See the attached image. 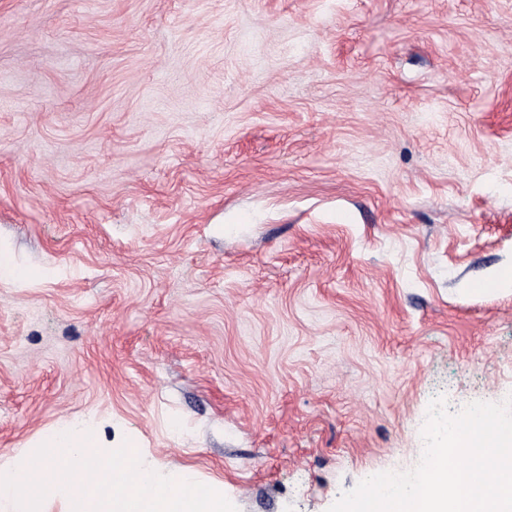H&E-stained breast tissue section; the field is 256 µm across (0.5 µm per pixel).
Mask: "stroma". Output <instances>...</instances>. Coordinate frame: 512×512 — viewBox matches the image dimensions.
I'll return each mask as SVG.
<instances>
[{"instance_id":"1","label":"stroma","mask_w":512,"mask_h":512,"mask_svg":"<svg viewBox=\"0 0 512 512\" xmlns=\"http://www.w3.org/2000/svg\"><path fill=\"white\" fill-rule=\"evenodd\" d=\"M511 395L512 0H0V464L327 512Z\"/></svg>"}]
</instances>
